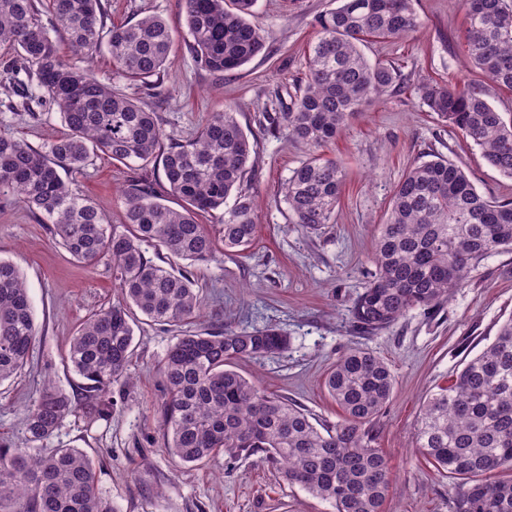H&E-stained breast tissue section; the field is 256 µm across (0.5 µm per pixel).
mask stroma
Instances as JSON below:
<instances>
[{
    "instance_id": "obj_1",
    "label": "stroma",
    "mask_w": 512,
    "mask_h": 512,
    "mask_svg": "<svg viewBox=\"0 0 512 512\" xmlns=\"http://www.w3.org/2000/svg\"><path fill=\"white\" fill-rule=\"evenodd\" d=\"M336 5V0H256L252 20L268 34L266 54L237 71L217 74L191 57L182 0H107L109 22L155 14L172 29V65L160 104L126 79L108 54L90 62L75 54L71 61L145 105H158L170 138H191L211 113L234 108L254 144L251 185L259 206L252 246L239 252L219 247L209 262L195 264L147 252L157 264L190 271L197 281L201 313L187 330H286L287 351L238 362L236 369L325 426L343 417L323 385L329 368L350 347L376 352L396 378L392 398L372 422L391 467L383 512H453L460 487L420 452L418 419L429 395L489 344L512 315V252L495 253L472 268L443 308L413 309L379 333L356 330L349 309L375 271L379 227L395 185L409 168L433 154L448 156L480 194L495 198H512V178L492 168L477 147L423 103L422 83L437 79L460 87L477 73L467 57L460 0H413L422 22L418 31L363 48L370 62L399 69L398 85L352 118L324 150L345 171L333 223L315 232L290 223L283 187L307 152L285 135L268 133L260 119L286 109L295 82L305 78L314 19ZM14 57L9 47L0 46V129L40 148L63 137L66 127L56 108L24 110V95L36 97L40 91L12 69ZM133 175L100 153L76 183L109 223L119 226ZM0 258L21 268L39 328L21 376L0 383V440L18 445L24 441L26 407L42 388L50 384L68 396L78 394L79 379L63 362L65 350L80 325L117 302L119 293L109 265L86 269L55 243L36 213L9 196L0 197ZM133 328L129 379L112 387V414L98 420L70 415L44 440V448L93 454L99 489L115 512H333L329 503L287 485L274 466L257 458L219 454L190 466L169 455L159 363L179 330L142 315Z\"/></svg>"
}]
</instances>
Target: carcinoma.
<instances>
[{
  "instance_id": "obj_1",
  "label": "carcinoma",
  "mask_w": 512,
  "mask_h": 512,
  "mask_svg": "<svg viewBox=\"0 0 512 512\" xmlns=\"http://www.w3.org/2000/svg\"><path fill=\"white\" fill-rule=\"evenodd\" d=\"M314 20L316 39L306 58V85L284 112H267L274 133L310 151L291 171L284 198L292 223L317 230L332 223L344 173L321 154L357 113L398 84L393 67L372 64L361 45L398 39L421 22L412 0H338ZM43 19L37 0H0V44L43 91L39 106L57 108L68 133L40 149L0 130V196L42 217L53 238L89 269L106 262L121 301L89 317L72 337L69 370L82 379L84 402L48 387L27 407L25 441L50 437L67 416H110L112 384L127 377L133 351L132 310L153 322L179 327L200 309L195 280L146 256V248L204 262L215 238L197 220L224 210V249L249 248L255 238L258 196L248 186L253 147L232 107L214 112L185 141L164 144L162 117L120 89L76 67L57 39L87 59L107 50L128 80L162 87L171 65L172 37L165 20L146 16L107 24L102 0H49ZM467 51L482 75L512 92V0H461ZM255 0H184L194 61L214 73L241 68L267 50L253 24ZM428 110L477 146L489 165L512 178V118L487 101L483 83L462 87L430 80L420 87ZM98 152L129 167L159 161L163 189L146 178L125 195V224L73 189L74 178ZM181 201L163 203L162 194ZM512 249V200L479 194L464 170L442 155L421 162L396 185L376 242V272L355 299L351 315L375 334L416 307H439L485 258ZM38 328L20 268L0 259V383L26 367ZM276 328L186 332L161 362L166 387L162 407L169 452L200 465L223 453L261 455L334 512H382L390 467L378 448L373 419L396 384L389 365L367 348L349 349L324 379L343 412L334 426H316L310 414L261 390L234 369L239 361L288 349ZM434 467L463 481L455 512H512V477L480 480L495 470L512 472V315L494 340L432 393L416 432ZM0 512H113L97 490L95 458L81 448H18L0 442Z\"/></svg>"
}]
</instances>
